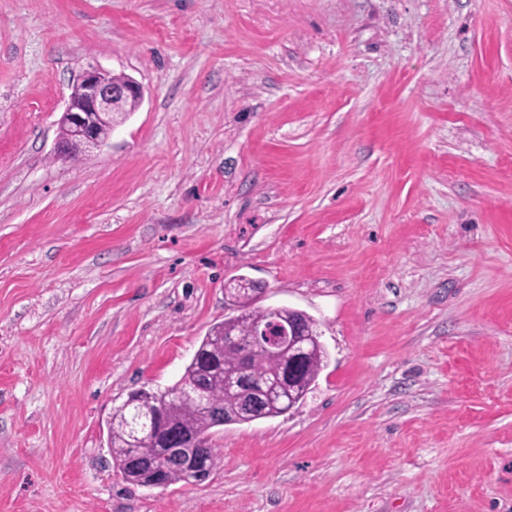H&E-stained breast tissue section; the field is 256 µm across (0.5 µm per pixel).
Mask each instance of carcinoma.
Instances as JSON below:
<instances>
[{"mask_svg": "<svg viewBox=\"0 0 512 512\" xmlns=\"http://www.w3.org/2000/svg\"><path fill=\"white\" fill-rule=\"evenodd\" d=\"M226 294L236 304L239 314L209 329L180 380L163 390H150L133 402H125L113 409L108 421V445L112 460L132 485L147 488L161 482L167 487L191 482V475L181 468H164L160 462L152 466L130 464L135 455L145 460L155 459L157 436L166 429L176 428L197 447L207 449L213 469L217 466L218 456L212 446V429L218 421L245 424L287 413L288 408L304 399L324 367L327 352L319 337L310 336L302 366L301 390L296 396H290L286 386L273 385L263 393L261 409L251 414L241 412L243 393L235 384L241 372L247 369L251 375L273 383L278 380L280 371L287 367L288 354L272 356L259 351L248 363H243L240 350L226 345L224 328L234 330L237 339L244 342L269 312L253 308V289L236 287L234 279Z\"/></svg>", "mask_w": 512, "mask_h": 512, "instance_id": "carcinoma-1", "label": "carcinoma"}]
</instances>
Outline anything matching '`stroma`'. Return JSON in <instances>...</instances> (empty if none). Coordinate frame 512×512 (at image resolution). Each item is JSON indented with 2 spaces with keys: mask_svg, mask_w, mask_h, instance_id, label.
I'll return each instance as SVG.
<instances>
[{
  "mask_svg": "<svg viewBox=\"0 0 512 512\" xmlns=\"http://www.w3.org/2000/svg\"><path fill=\"white\" fill-rule=\"evenodd\" d=\"M87 67L143 99L62 160ZM240 275L313 392L125 482ZM0 512H512V0H0Z\"/></svg>",
  "mask_w": 512,
  "mask_h": 512,
  "instance_id": "1",
  "label": "stroma"
}]
</instances>
